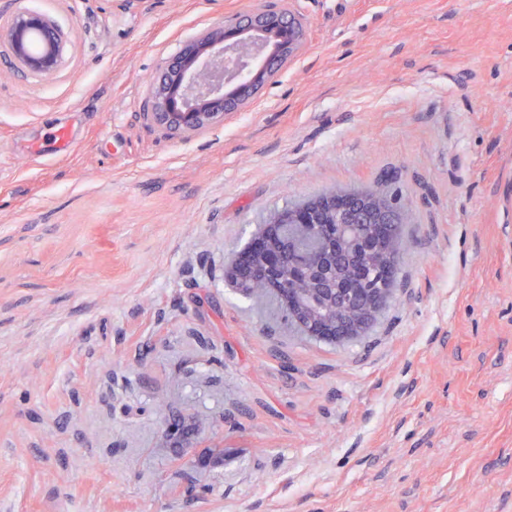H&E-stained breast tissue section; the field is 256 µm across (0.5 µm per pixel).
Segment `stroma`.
I'll use <instances>...</instances> for the list:
<instances>
[{
	"label": "stroma",
	"instance_id": "35a3bbf8",
	"mask_svg": "<svg viewBox=\"0 0 512 512\" xmlns=\"http://www.w3.org/2000/svg\"><path fill=\"white\" fill-rule=\"evenodd\" d=\"M256 8L297 57L151 128L162 63ZM22 11L67 44L33 74L0 39V512H512V0H0V29ZM381 180L401 271L361 336L225 278L271 211ZM188 414L204 447L163 442ZM71 142V134L64 126L54 127L49 132L48 143L34 144L30 151L39 155L63 156L67 153Z\"/></svg>",
	"mask_w": 512,
	"mask_h": 512
}]
</instances>
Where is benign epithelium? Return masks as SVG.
Here are the masks:
<instances>
[{
  "instance_id": "7a95c632",
  "label": "benign epithelium",
  "mask_w": 512,
  "mask_h": 512,
  "mask_svg": "<svg viewBox=\"0 0 512 512\" xmlns=\"http://www.w3.org/2000/svg\"><path fill=\"white\" fill-rule=\"evenodd\" d=\"M276 32L279 48L266 50L264 37ZM14 63L22 70L48 74L58 69L65 48V35L46 14L27 11L17 14L6 31ZM304 28L293 12L258 9L246 16L215 23L206 32L183 43L165 61L151 85L150 124L171 138L184 137L246 108L261 87L260 77L270 79L284 63L300 52ZM365 210L350 213L336 206L332 194L310 208L275 211L259 236V249H245L224 258V277L233 285L247 283L251 275H265L285 255L288 240L302 227L337 224L351 235L355 225L381 218L395 234L399 213L375 197L363 198ZM241 292L254 297L273 295L288 319L310 338L334 342L355 338L376 318L391 289L372 288L361 299L336 300L334 288H298L293 294L264 279L257 288Z\"/></svg>"
}]
</instances>
